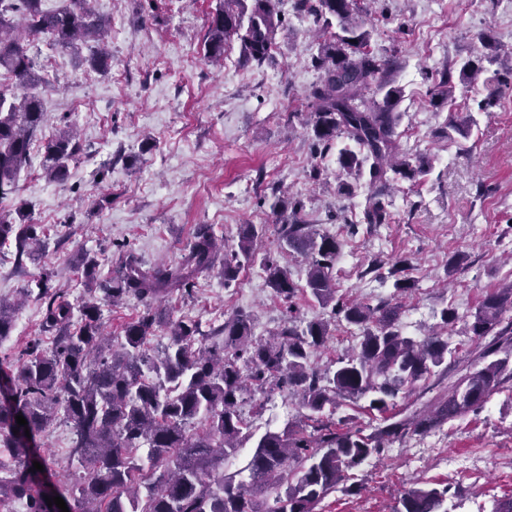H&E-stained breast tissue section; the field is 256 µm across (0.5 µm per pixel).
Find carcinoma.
I'll list each match as a JSON object with an SVG mask.
<instances>
[{
	"instance_id": "cac0c4a2",
	"label": "carcinoma",
	"mask_w": 512,
	"mask_h": 512,
	"mask_svg": "<svg viewBox=\"0 0 512 512\" xmlns=\"http://www.w3.org/2000/svg\"><path fill=\"white\" fill-rule=\"evenodd\" d=\"M42 0H0V70L11 82L0 83V200L15 192L17 173L28 166L34 141L42 134L44 109L37 87L38 55L32 39L44 36L61 49L105 27L89 0H71L57 11L41 8ZM367 0H298V9L314 16L320 26L318 53L312 66L319 81L308 95L311 132L319 155L343 138L336 164L346 179L337 191L351 195L364 175L371 194L361 211L365 224H386L390 214L380 199L394 177L416 183L428 163L412 164L397 155V107L402 89L391 74L399 67L394 56L383 58L371 48L372 29L361 14ZM24 16L30 39L13 34L16 14ZM284 18L274 0H223L210 21L204 41L209 60L224 58V48L236 40L243 66L271 56ZM338 30H332V26ZM479 60L461 65L459 76L471 84L500 63L498 47L484 43ZM88 68L105 74L112 56L94 49L84 59ZM42 168L51 182L68 177V163L81 150L68 130L44 144ZM273 214L288 217L282 224L279 252L297 253L308 262L305 291L320 306L331 308L330 320L303 322L293 298L298 287L288 266L270 253L259 255L263 226L241 227L237 248L222 252L207 227H200L175 264L145 268L135 260L122 264L107 279L98 277V264L83 267L88 297L81 322L66 295L51 285L54 272L43 273L39 299L45 304L42 330L53 334V346L29 341L20 352L18 372L0 384V447L14 464L0 463V508L25 502L27 512H56L46 503L26 440L45 433L58 420L71 424L74 440L69 453L67 482L54 495L71 503V512H315V507L358 468L384 451L390 437L426 433L483 407L489 395L512 379V282L486 295L472 319L464 320L476 342L487 336L477 358L457 383L440 393L426 409L405 415L397 409L399 394L426 385L448 355V339L433 333L416 339L404 332L402 305L415 282L397 278L393 298L373 307L338 295L333 271L341 242L299 219L302 205L277 196ZM14 241L16 258L32 259L41 248L37 225L15 223L0 213V244ZM260 261L268 286L288 302L286 318L271 339L255 336L253 314L238 311L218 328L206 332L187 317L172 320L153 308L158 299L189 292L200 273L220 267L224 283L234 281L245 266ZM134 297L145 312L122 328L120 350L104 334L101 304ZM18 305L0 300V341L10 336ZM359 328L353 351L321 370L312 357L326 343L330 321ZM169 329V342L155 355L148 344L156 331ZM214 344L209 346L207 341ZM260 391L300 397L304 418L312 422L307 434L290 424L267 431L245 467L247 479L234 481L217 472L218 461L233 453L245 438L241 404L245 381ZM369 398V408L387 425L365 434L359 428H336L329 413L344 400ZM27 421L23 427L16 416ZM204 416L206 427L189 433L194 419ZM147 447L154 478L142 474L136 454ZM145 489L140 493L139 489ZM276 491L265 508L255 500ZM448 485L420 482L405 489L393 512H448Z\"/></svg>"
}]
</instances>
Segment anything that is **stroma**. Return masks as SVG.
I'll use <instances>...</instances> for the list:
<instances>
[{
    "label": "stroma",
    "mask_w": 512,
    "mask_h": 512,
    "mask_svg": "<svg viewBox=\"0 0 512 512\" xmlns=\"http://www.w3.org/2000/svg\"><path fill=\"white\" fill-rule=\"evenodd\" d=\"M285 23L271 57L240 66L231 43L224 61L204 57V36L219 0H93L106 24L112 69L86 71L67 51L37 40L43 133L73 130L81 151L64 183L48 181L34 162L16 176V191L0 209L24 213L45 247L15 264L0 248V299L16 298L53 271V287L73 303L84 296L83 264L93 258L112 275L125 256L144 266L180 260L198 225H210L225 249H234L241 225L265 227L263 246L275 250L280 225L269 205L285 191L303 205L302 217L342 243L337 259L340 294L369 304L389 299L391 268L416 280L403 297L402 322L421 339L436 330L446 305L459 315L476 311L485 294L512 281V62L500 71L496 103L480 109L486 89L459 82L463 62L484 41L512 44V7L505 0H372L367 22L377 55L396 56L400 151L424 158L418 185L394 182L383 201L386 224H354L367 184L354 197L336 192L335 177L309 176L316 153L306 126V95L319 78L311 58L317 27L296 0H275ZM456 78L453 97L434 104L430 90L443 73ZM473 117L469 139L449 142L450 124ZM150 150H143L145 141ZM465 261L448 272V259ZM167 315L195 317L203 327L238 310L255 317V334L282 324L285 303L253 267L225 283L218 272L199 276L191 294L165 299ZM43 305L30 296L17 311L10 336L0 341V371L17 369L12 356L41 335ZM251 440L224 460L238 474L254 452L253 439L297 421L298 398L247 392L241 407ZM72 433L58 423L39 439L52 484L65 481ZM450 485L449 512H492L512 497V381L484 406L441 428L386 442L381 457L354 470L352 493L329 494L316 512H391L412 483Z\"/></svg>",
    "instance_id": "1"
}]
</instances>
